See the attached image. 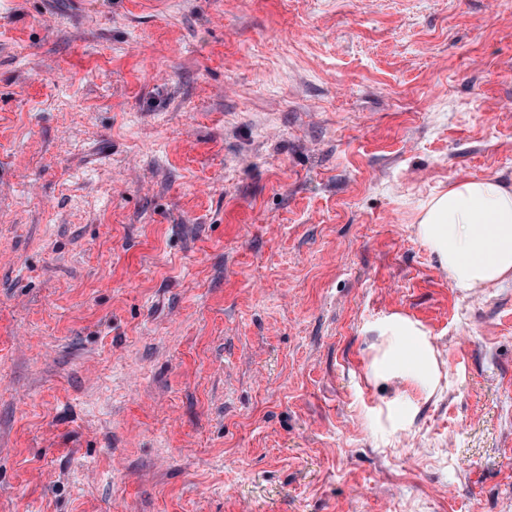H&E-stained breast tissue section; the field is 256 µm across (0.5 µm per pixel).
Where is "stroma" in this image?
<instances>
[{
  "label": "stroma",
  "instance_id": "obj_1",
  "mask_svg": "<svg viewBox=\"0 0 512 512\" xmlns=\"http://www.w3.org/2000/svg\"><path fill=\"white\" fill-rule=\"evenodd\" d=\"M482 177L512 0H0V512H512ZM419 227L455 287L483 288L512 277V191L495 178L454 184L429 202ZM408 337L409 336H398V339L404 345L403 355L394 359L381 361L378 364V370L380 372H386L391 370L395 364H399V367L402 370H410L422 377H429L431 373V364L425 349L423 346H413V344L409 342Z\"/></svg>",
  "mask_w": 512,
  "mask_h": 512
}]
</instances>
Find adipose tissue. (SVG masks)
I'll use <instances>...</instances> for the list:
<instances>
[{"label": "adipose tissue", "mask_w": 512, "mask_h": 512, "mask_svg": "<svg viewBox=\"0 0 512 512\" xmlns=\"http://www.w3.org/2000/svg\"><path fill=\"white\" fill-rule=\"evenodd\" d=\"M419 227L455 287L482 288L512 277V190L495 178L454 184L429 202Z\"/></svg>", "instance_id": "obj_1"}]
</instances>
